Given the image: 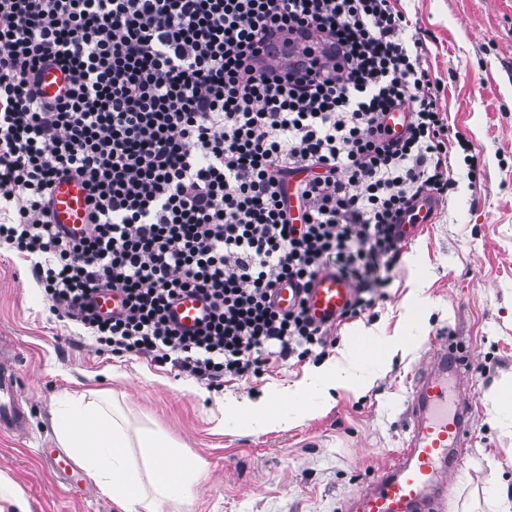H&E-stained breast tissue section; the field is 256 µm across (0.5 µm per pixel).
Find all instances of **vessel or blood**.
<instances>
[{
    "label": "vessel or blood",
    "mask_w": 512,
    "mask_h": 512,
    "mask_svg": "<svg viewBox=\"0 0 512 512\" xmlns=\"http://www.w3.org/2000/svg\"><path fill=\"white\" fill-rule=\"evenodd\" d=\"M66 78L58 68L40 75L44 100L62 95ZM435 199L421 200L401 229L412 238L419 225L430 223L436 213ZM51 218L65 231L79 235L88 230L87 192L80 180L61 178L51 189ZM353 298V286L344 276L321 271L310 288L294 281L282 282L272 295L280 311L305 304L313 321L331 324ZM205 314L197 297L185 296L175 302L170 318L179 329L195 331ZM466 371L459 357L447 347L437 348L414 386L407 440L393 460L381 465L374 481L347 503L344 512H443L450 480L458 469L470 432L471 412L465 398ZM28 428V416L20 391L19 377L0 356V434H20Z\"/></svg>",
    "instance_id": "obj_1"
}]
</instances>
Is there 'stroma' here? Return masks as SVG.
<instances>
[{"instance_id": "35a3bbf8", "label": "stroma", "mask_w": 512, "mask_h": 512, "mask_svg": "<svg viewBox=\"0 0 512 512\" xmlns=\"http://www.w3.org/2000/svg\"><path fill=\"white\" fill-rule=\"evenodd\" d=\"M424 40L444 84L442 105L453 147L454 180L433 223L407 243L371 315L342 323L329 361L347 362V342L405 340L408 348L369 367V388L333 392L296 427L252 434L225 425L224 399H259L299 381L314 359L277 363L260 380L226 378L222 388L157 365L145 356L97 351L68 320L52 315L30 263L0 246V339L19 358L30 431L0 436V470L28 494L32 512H120L84 469L65 472L44 448L59 447L52 416L68 394L104 391L130 436L150 430L200 456L207 471L193 512H342L374 477L381 459L404 448L407 410L422 360L447 337L469 357L470 445L448 490L446 512H497L512 498V410L495 391L512 385V0H398ZM481 169L471 182L465 155Z\"/></svg>"}]
</instances>
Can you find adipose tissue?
I'll use <instances>...</instances> for the list:
<instances>
[{
	"label": "adipose tissue",
	"instance_id": "1",
	"mask_svg": "<svg viewBox=\"0 0 512 512\" xmlns=\"http://www.w3.org/2000/svg\"><path fill=\"white\" fill-rule=\"evenodd\" d=\"M348 352L355 366L326 362L311 368L295 385L280 388L274 398H233L224 408L235 424L254 432L300 424L314 413L312 407H299L302 395L314 392L327 400L337 389H365L369 379L358 367L379 362L384 349L358 335ZM53 428L74 460L122 512H167L174 502L189 505L207 468L203 459L178 452L173 444L149 431L139 440L146 450L143 460L133 458L126 430L105 397L91 401L81 395L67 397L53 416Z\"/></svg>",
	"mask_w": 512,
	"mask_h": 512
}]
</instances>
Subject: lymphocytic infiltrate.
<instances>
[{
	"mask_svg": "<svg viewBox=\"0 0 512 512\" xmlns=\"http://www.w3.org/2000/svg\"><path fill=\"white\" fill-rule=\"evenodd\" d=\"M410 26L397 0H0V203L17 213L0 244L98 350L210 386L334 346L273 288L333 267L361 316L395 277L402 220L452 184L443 88ZM49 67L69 86L44 102ZM62 176L87 189L86 235L51 221ZM101 288L121 313L94 310ZM188 292L208 307L191 334L168 317Z\"/></svg>",
	"mask_w": 512,
	"mask_h": 512,
	"instance_id": "1",
	"label": "lymphocytic infiltrate"
}]
</instances>
